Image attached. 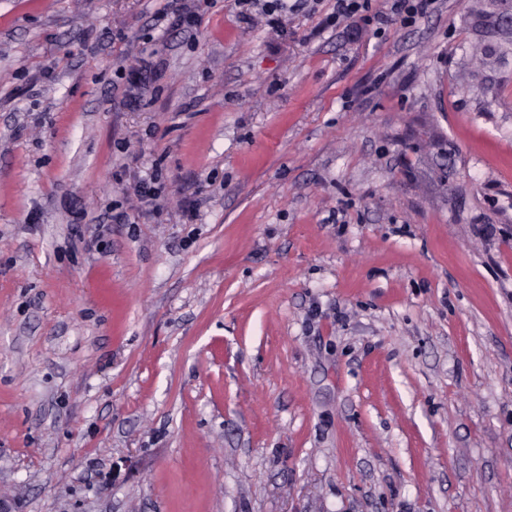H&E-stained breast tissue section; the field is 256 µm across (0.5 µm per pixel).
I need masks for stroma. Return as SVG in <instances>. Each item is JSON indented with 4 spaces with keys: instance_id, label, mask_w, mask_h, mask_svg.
Wrapping results in <instances>:
<instances>
[{
    "instance_id": "35a3bbf8",
    "label": "stroma",
    "mask_w": 512,
    "mask_h": 512,
    "mask_svg": "<svg viewBox=\"0 0 512 512\" xmlns=\"http://www.w3.org/2000/svg\"><path fill=\"white\" fill-rule=\"evenodd\" d=\"M335 4L0 0L14 512H512V65Z\"/></svg>"
}]
</instances>
